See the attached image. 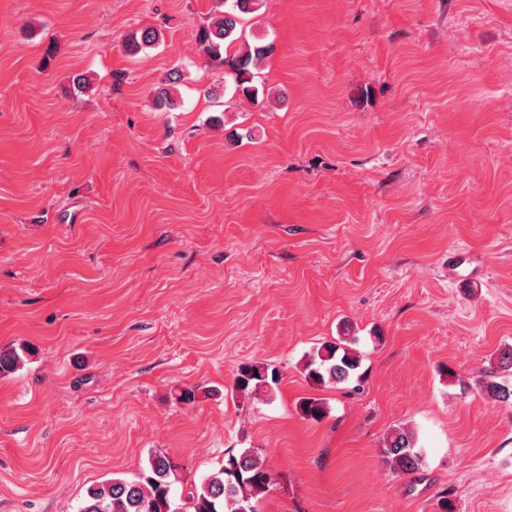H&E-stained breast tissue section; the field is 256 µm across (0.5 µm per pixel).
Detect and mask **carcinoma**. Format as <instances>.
<instances>
[{
    "instance_id": "1",
    "label": "carcinoma",
    "mask_w": 512,
    "mask_h": 512,
    "mask_svg": "<svg viewBox=\"0 0 512 512\" xmlns=\"http://www.w3.org/2000/svg\"><path fill=\"white\" fill-rule=\"evenodd\" d=\"M260 0H224V11L215 15L199 32L203 51L224 58L230 71L234 93L257 100L259 89L253 84L273 50V44L260 41L239 42L238 28L245 16L259 9ZM180 77L169 75L167 83L156 95L160 110L176 106L174 84ZM345 336L318 347L306 363L308 378L318 385L340 384L348 381L360 366V357L344 343ZM22 360L15 349L0 351V377L13 373ZM279 373L257 363L243 364L238 369L236 388L243 393L258 395L273 393L280 384ZM484 394L496 401L512 404V385L490 379L485 382ZM305 418L318 419L325 414L322 400L307 397L299 403ZM415 432L398 428L387 438L382 448L385 461L393 469L409 474L422 469L423 459L416 450ZM179 465L166 453L149 455L146 466L133 480L114 478L93 486L77 512H255V503L277 484L267 469L260 448H245L237 453L227 452L220 469L191 486L187 493L188 509L176 506V485L180 483Z\"/></svg>"
}]
</instances>
